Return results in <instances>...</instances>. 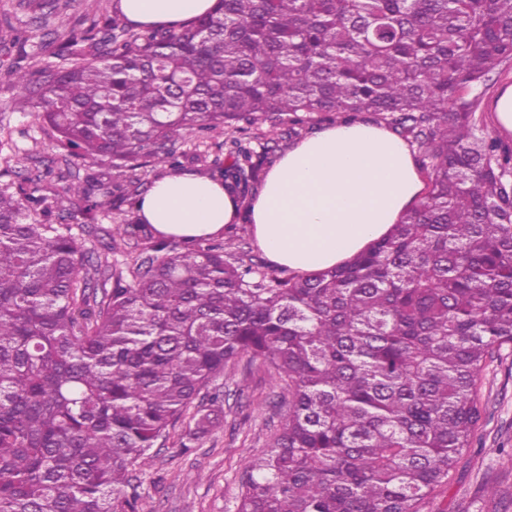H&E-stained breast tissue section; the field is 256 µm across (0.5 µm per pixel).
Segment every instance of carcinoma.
Listing matches in <instances>:
<instances>
[{
  "instance_id": "cac0c4a2",
  "label": "carcinoma",
  "mask_w": 512,
  "mask_h": 512,
  "mask_svg": "<svg viewBox=\"0 0 512 512\" xmlns=\"http://www.w3.org/2000/svg\"><path fill=\"white\" fill-rule=\"evenodd\" d=\"M50 71L6 75L58 149L108 170L72 183L83 215L128 206L112 236L130 280L97 291L57 201L0 189V512H138L136 465L243 355L288 381V416L249 462L237 512H418L480 420L487 363L512 348V144L481 88L512 69V0H217L176 28L109 18L63 33ZM371 114L418 152L423 198L350 262L284 276L138 217L140 170L185 166L186 132ZM195 171L252 194L235 139Z\"/></svg>"
}]
</instances>
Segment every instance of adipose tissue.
I'll return each mask as SVG.
<instances>
[{
  "mask_svg": "<svg viewBox=\"0 0 512 512\" xmlns=\"http://www.w3.org/2000/svg\"><path fill=\"white\" fill-rule=\"evenodd\" d=\"M214 0H115L135 25L173 26L208 13ZM424 180L404 140L368 123L325 126L270 167L247 210L207 176L170 172L141 203L146 223L186 238L221 233L247 214L268 259L294 272L330 269L388 235L422 195Z\"/></svg>",
  "mask_w": 512,
  "mask_h": 512,
  "instance_id": "adipose-tissue-1",
  "label": "adipose tissue"
}]
</instances>
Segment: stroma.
I'll use <instances>...</instances> for the list:
<instances>
[{"instance_id":"35a3bbf8","label":"stroma","mask_w":512,"mask_h":512,"mask_svg":"<svg viewBox=\"0 0 512 512\" xmlns=\"http://www.w3.org/2000/svg\"><path fill=\"white\" fill-rule=\"evenodd\" d=\"M114 0H0V186L20 183L45 169L70 170L73 178L87 175L79 162H65L46 125L31 114L17 89L2 74L23 53L37 54L43 67L58 69L61 35L71 26L88 27L92 20L115 15ZM22 32L25 43L13 42ZM225 129L208 137L181 135L175 146L184 165L197 161L227 163ZM25 157L16 165L14 156ZM119 212L99 215L83 244L108 263L95 273L107 283L113 270L131 265V246L109 249L112 226ZM224 393V416L189 452H181L182 435L195 424L187 411L150 460L139 469V512H236L243 470L248 461L270 447L288 414L286 384L262 361L242 358L228 364L213 382ZM480 425L473 444L437 487L419 505V512H485V487L512 491V349L504 350L486 367L477 394Z\"/></svg>"}]
</instances>
